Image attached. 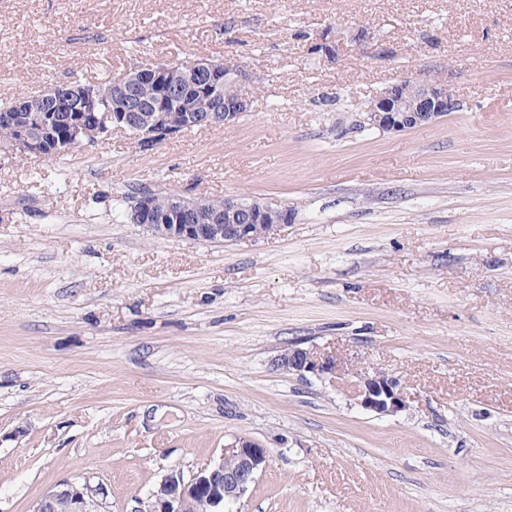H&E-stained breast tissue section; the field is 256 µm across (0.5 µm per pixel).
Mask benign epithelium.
<instances>
[{
  "instance_id": "1",
  "label": "benign epithelium",
  "mask_w": 512,
  "mask_h": 512,
  "mask_svg": "<svg viewBox=\"0 0 512 512\" xmlns=\"http://www.w3.org/2000/svg\"><path fill=\"white\" fill-rule=\"evenodd\" d=\"M341 31L328 27L318 34L315 46L333 62L343 49ZM181 80L163 64L142 67L134 75L112 84L124 96L128 108L99 116L96 101L70 87L54 86L44 91L52 107L48 112H30L25 124L3 112L0 124L14 130L9 144L0 146V158L48 159L84 144L95 143L113 129L131 132L151 150L162 141L192 128L236 124L250 100L237 89L246 77L236 71L225 81L224 69L206 60L186 64ZM151 88L153 99L143 106L134 88ZM460 102L445 84L428 80L402 79L373 98L363 112L360 126L380 132L400 133L433 125L459 110ZM289 206L262 204L254 200L226 197L219 203L200 196L169 194L160 205L150 191L141 192L131 208L130 220L154 237H174L205 242L257 240L274 234L291 222ZM277 366L300 376L328 377L340 371L336 358L295 343L277 359ZM358 403L380 416L395 415L408 407L399 379L376 369L359 373ZM269 461L267 449L246 437H238L224 448L212 466L185 480L180 471L166 474L151 490L136 512H233L229 505L242 499ZM104 488L84 479L63 480L41 496L31 512H101Z\"/></svg>"
}]
</instances>
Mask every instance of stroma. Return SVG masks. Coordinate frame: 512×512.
<instances>
[{
  "instance_id": "obj_1",
  "label": "stroma",
  "mask_w": 512,
  "mask_h": 512,
  "mask_svg": "<svg viewBox=\"0 0 512 512\" xmlns=\"http://www.w3.org/2000/svg\"><path fill=\"white\" fill-rule=\"evenodd\" d=\"M336 26L371 38L331 63ZM188 56L245 66L236 125L0 160V512L76 477L134 512L238 437L270 452L238 512H512V0H0V102ZM407 77L461 109L360 128ZM139 186L295 218L159 239ZM297 342L340 374L278 369ZM369 365L406 410L360 406ZM345 42H347V40H345L338 28L334 31L333 27H328L325 31L318 34L314 45L317 49H320L319 53H321L322 57L329 62H333L338 57L340 50L343 49Z\"/></svg>"
}]
</instances>
